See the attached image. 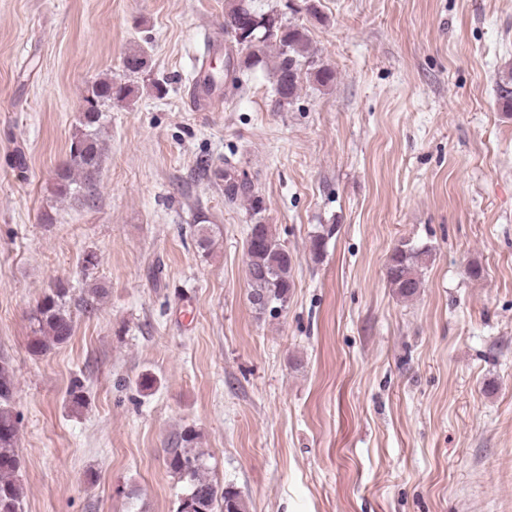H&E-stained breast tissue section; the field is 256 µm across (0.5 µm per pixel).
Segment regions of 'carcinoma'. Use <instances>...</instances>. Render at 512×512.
Here are the masks:
<instances>
[{"label": "carcinoma", "instance_id": "carcinoma-1", "mask_svg": "<svg viewBox=\"0 0 512 512\" xmlns=\"http://www.w3.org/2000/svg\"><path fill=\"white\" fill-rule=\"evenodd\" d=\"M271 13L260 12L253 0H230L224 11V32H238L247 21L266 19ZM273 47L278 61L272 68L273 92L276 104H291L298 96L303 71H309L316 82L326 84L332 75L325 69H312L314 59L310 50L307 29L282 20L271 28L255 25L244 35V44L238 51L237 66L249 69L263 63L265 49ZM124 66L131 74H138L147 66L143 54L134 51L124 58ZM132 94L131 85L117 79L100 78L88 82L82 95V108L65 160L55 170L54 194L60 199L91 200L98 191L103 162L100 127L106 120L105 109L112 102H122ZM231 199L244 197L257 215L263 201L254 195L247 179H228L225 188ZM198 248L208 254L215 239L213 229L200 220L196 224ZM431 260V250L409 243L396 246L390 255L386 278L389 287L401 298L417 294L422 285L421 272ZM97 266V257L88 253L83 257L82 272L89 278L87 289L73 297L72 289L62 282L37 301L30 314L34 337L30 351L39 355L66 343L73 332L71 304L87 313L95 302L107 294L106 284L90 277ZM293 261L288 249L276 237L272 225L256 223L249 227L246 239V279L248 300L259 315L277 314L288 307V296L293 288ZM15 389L14 372L6 362L0 363V512H22L23 487L20 483L21 458L18 453L19 420L11 401ZM201 434L193 427L177 432L164 449L168 471L185 484L176 512H247V504L232 485L219 488L206 474L203 454L198 450Z\"/></svg>", "mask_w": 512, "mask_h": 512}]
</instances>
